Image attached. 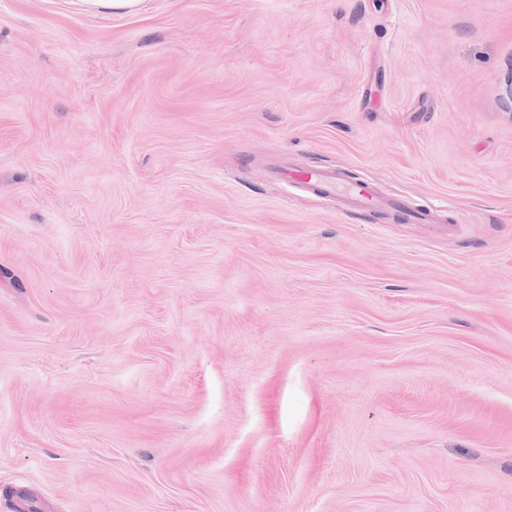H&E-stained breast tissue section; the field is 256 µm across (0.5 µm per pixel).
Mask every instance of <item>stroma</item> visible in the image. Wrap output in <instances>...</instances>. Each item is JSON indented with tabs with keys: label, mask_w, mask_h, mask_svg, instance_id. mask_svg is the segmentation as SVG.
Returning a JSON list of instances; mask_svg holds the SVG:
<instances>
[{
	"label": "stroma",
	"mask_w": 512,
	"mask_h": 512,
	"mask_svg": "<svg viewBox=\"0 0 512 512\" xmlns=\"http://www.w3.org/2000/svg\"><path fill=\"white\" fill-rule=\"evenodd\" d=\"M511 80L512 0H0V512H512ZM344 191L349 199L352 209L358 213H366L387 205L389 208L403 214L404 220L409 222H419L424 217V214L421 211L412 210L402 202L393 199H387L384 201L381 196L376 193L372 185L366 182H360L359 185L352 189H344Z\"/></svg>",
	"instance_id": "35a3bbf8"
}]
</instances>
